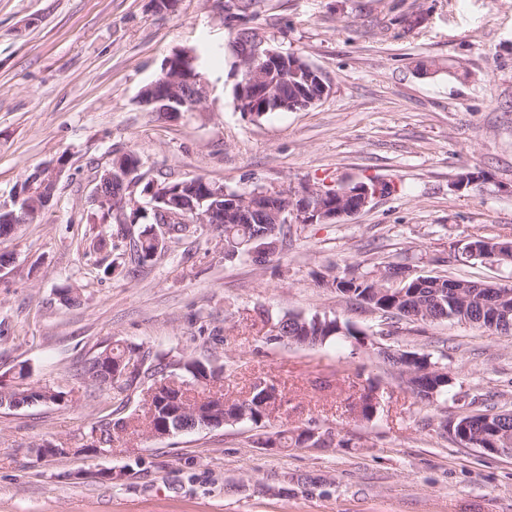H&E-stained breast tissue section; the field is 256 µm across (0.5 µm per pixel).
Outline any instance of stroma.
Listing matches in <instances>:
<instances>
[{"label":"stroma","instance_id":"35a3bbf8","mask_svg":"<svg viewBox=\"0 0 512 512\" xmlns=\"http://www.w3.org/2000/svg\"><path fill=\"white\" fill-rule=\"evenodd\" d=\"M407 12L419 24L394 25ZM254 22L317 68L329 95L251 119L236 108L227 57L204 72L201 111L160 120L138 94L175 51L226 43L216 0H181L173 14L151 0H0V202L42 163L66 160L40 218L0 242L11 255L0 270V381L75 394L0 410V512H512V456L445 429L473 410L512 411V334L390 320L319 284L332 265L389 263L504 282L505 270L448 255L477 235L512 240V0H261ZM116 151L136 153L145 179L201 176L240 193L371 178L393 189L344 221L292 225L263 266L225 259L212 231L171 240L134 271L120 244L139 225L113 223L93 196ZM467 171L484 178L452 190ZM104 233L108 248L90 252ZM72 288L74 306L63 300ZM267 313L327 315L431 354L459 399H416L366 345L272 339ZM109 344L223 369L232 397L269 377L284 397L271 428L337 440L270 449L258 430L228 423L126 434L108 456L83 455L117 394L80 370ZM364 371L380 383L368 422L350 409ZM48 441L71 455L39 457ZM102 468L111 480L94 478Z\"/></svg>","mask_w":512,"mask_h":512}]
</instances>
